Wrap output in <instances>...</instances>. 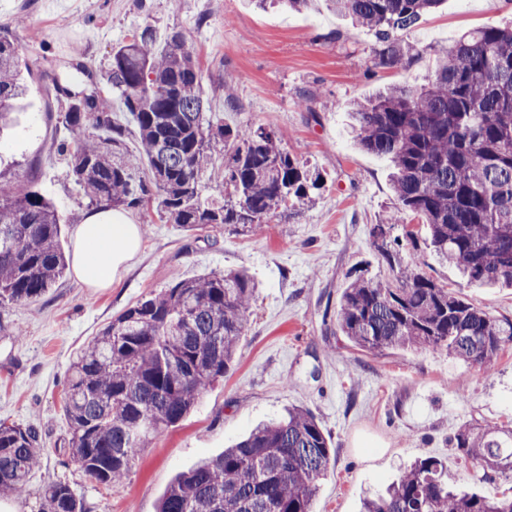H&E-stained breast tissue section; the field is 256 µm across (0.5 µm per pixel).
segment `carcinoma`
<instances>
[{"mask_svg":"<svg viewBox=\"0 0 512 512\" xmlns=\"http://www.w3.org/2000/svg\"><path fill=\"white\" fill-rule=\"evenodd\" d=\"M443 0H329L374 33L376 65L412 60L399 36ZM22 44L0 30V127L12 122L27 85ZM431 82L396 85L353 108L356 144L390 160L401 209L420 216L430 244L469 281L512 286V27L459 35L435 51ZM51 77L49 92L70 139L57 146L65 176L94 209L147 211L190 228L269 222L286 202L310 203L322 174L281 149L271 125L231 130L207 115L201 73L181 31L158 47L145 26L112 52L98 78L81 62ZM139 132L124 145L112 94ZM224 146V179L202 200L212 150ZM0 176V307L45 294L69 268L61 218L36 187ZM389 265L396 257L384 251ZM398 265V264H396ZM393 288L363 275L344 288L337 325L355 347L444 349L486 371L512 349V319L478 309L438 286L418 265H398ZM256 284L241 270L184 279L123 311L73 360L65 391L70 455L92 481L112 485L141 449L177 424L234 363ZM459 457L490 474L512 472V427L462 425L449 439ZM45 443L34 427L0 423V492L21 493ZM335 462L320 425L302 408L253 430L224 453L179 474L158 512H311ZM363 512H512V496L455 489L448 466L414 462L364 499ZM38 512H86L65 482L47 486Z\"/></svg>","mask_w":512,"mask_h":512,"instance_id":"obj_1","label":"carcinoma"}]
</instances>
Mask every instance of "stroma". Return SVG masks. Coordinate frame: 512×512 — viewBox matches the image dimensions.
I'll use <instances>...</instances> for the list:
<instances>
[{
	"instance_id": "1",
	"label": "stroma",
	"mask_w": 512,
	"mask_h": 512,
	"mask_svg": "<svg viewBox=\"0 0 512 512\" xmlns=\"http://www.w3.org/2000/svg\"><path fill=\"white\" fill-rule=\"evenodd\" d=\"M28 20L36 39L20 57L27 96L0 135V174L38 169V188L64 217L60 243L72 253L87 203L63 175L54 145L67 139L47 88L72 57L106 69L113 48L144 26L187 36L201 70L207 111L235 129L268 124L283 148L324 175L314 205H286L264 231L238 224L190 230L146 223L142 242L111 287H82L65 275L36 300L0 308V421L36 427L40 463L19 494L0 493V512H37L39 495L69 483L87 512H156L180 472L221 454L289 408L309 410L336 452L312 512H360L415 460L434 457L451 480L488 497L512 494V474L486 479L461 463L448 439L466 423H512V350L491 372L446 351L352 346L336 328L343 288L357 274L389 281L382 253L398 249L439 285L473 306L512 318V288L466 284L428 246L421 219L400 210L387 160L360 150L350 128L355 102L394 85L418 87L434 74V49L471 29L512 22V0H446L405 42L419 54L380 69L371 31L353 27L325 0L311 10H252L243 0H0V27ZM387 227L385 238L372 234ZM244 269L257 285L237 358L175 427L153 440L115 487L90 481L69 457L64 391L71 360L113 317L150 293L212 271Z\"/></svg>"
}]
</instances>
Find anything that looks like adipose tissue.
I'll return each instance as SVG.
<instances>
[{
	"label": "adipose tissue",
	"mask_w": 512,
	"mask_h": 512,
	"mask_svg": "<svg viewBox=\"0 0 512 512\" xmlns=\"http://www.w3.org/2000/svg\"><path fill=\"white\" fill-rule=\"evenodd\" d=\"M140 244L138 225L123 211L87 213L75 229L72 265L76 280L86 288L110 287Z\"/></svg>",
	"instance_id": "ef3b65f1"
}]
</instances>
